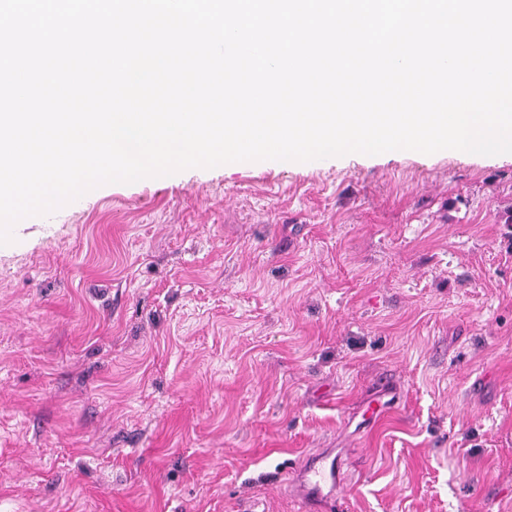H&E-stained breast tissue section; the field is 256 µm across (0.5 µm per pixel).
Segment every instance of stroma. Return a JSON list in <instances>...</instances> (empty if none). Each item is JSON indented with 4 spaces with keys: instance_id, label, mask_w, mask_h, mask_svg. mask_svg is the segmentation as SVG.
<instances>
[{
    "instance_id": "stroma-1",
    "label": "stroma",
    "mask_w": 512,
    "mask_h": 512,
    "mask_svg": "<svg viewBox=\"0 0 512 512\" xmlns=\"http://www.w3.org/2000/svg\"><path fill=\"white\" fill-rule=\"evenodd\" d=\"M512 154L238 162L0 245V512H512ZM386 407L369 422L366 410ZM347 467L346 459L336 455L316 458L300 469L291 482L294 497L309 512H319L325 505L344 510L345 501L336 498V491L349 479Z\"/></svg>"
}]
</instances>
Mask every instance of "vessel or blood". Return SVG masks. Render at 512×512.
I'll list each match as a JSON object with an SVG mask.
<instances>
[{"instance_id": "vessel-or-blood-1", "label": "vessel or blood", "mask_w": 512, "mask_h": 512, "mask_svg": "<svg viewBox=\"0 0 512 512\" xmlns=\"http://www.w3.org/2000/svg\"><path fill=\"white\" fill-rule=\"evenodd\" d=\"M348 479L345 459L327 455L316 458L300 469L290 487L305 512H321L326 506L333 508L334 512H340L345 502L337 498L336 491Z\"/></svg>"}]
</instances>
